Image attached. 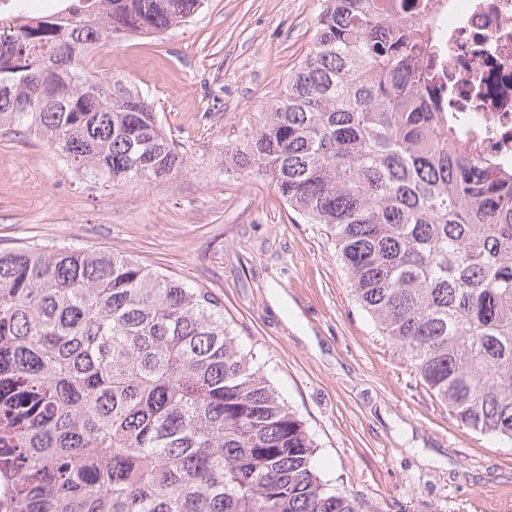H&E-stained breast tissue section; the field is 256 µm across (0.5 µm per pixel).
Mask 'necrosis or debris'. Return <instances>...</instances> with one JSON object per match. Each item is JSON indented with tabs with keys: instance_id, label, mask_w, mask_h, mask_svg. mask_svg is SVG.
<instances>
[{
	"instance_id": "necrosis-or-debris-1",
	"label": "necrosis or debris",
	"mask_w": 512,
	"mask_h": 512,
	"mask_svg": "<svg viewBox=\"0 0 512 512\" xmlns=\"http://www.w3.org/2000/svg\"><path fill=\"white\" fill-rule=\"evenodd\" d=\"M442 53L431 67L477 153L512 168V0H441Z\"/></svg>"
}]
</instances>
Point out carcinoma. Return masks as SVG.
<instances>
[{
    "label": "carcinoma",
    "instance_id": "1",
    "mask_svg": "<svg viewBox=\"0 0 512 512\" xmlns=\"http://www.w3.org/2000/svg\"><path fill=\"white\" fill-rule=\"evenodd\" d=\"M436 0H320L306 55L224 172L328 226L359 305L462 425L512 441V170L465 156L423 65ZM204 0H72L0 46V131L104 187L185 165L112 37ZM223 305L123 254L0 248V512H361Z\"/></svg>",
    "mask_w": 512,
    "mask_h": 512
}]
</instances>
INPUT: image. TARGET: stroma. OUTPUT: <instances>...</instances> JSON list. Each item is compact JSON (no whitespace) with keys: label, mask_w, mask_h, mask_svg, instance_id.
Returning <instances> with one entry per match:
<instances>
[{"label":"stroma","mask_w":512,"mask_h":512,"mask_svg":"<svg viewBox=\"0 0 512 512\" xmlns=\"http://www.w3.org/2000/svg\"><path fill=\"white\" fill-rule=\"evenodd\" d=\"M319 0H205L162 36L105 44L153 102L184 169L159 185L76 179L0 132V248L121 252L219 299L241 347L305 421L324 480L363 512H512V441L458 423L355 301L325 225L225 175L305 55Z\"/></svg>","instance_id":"stroma-1"}]
</instances>
